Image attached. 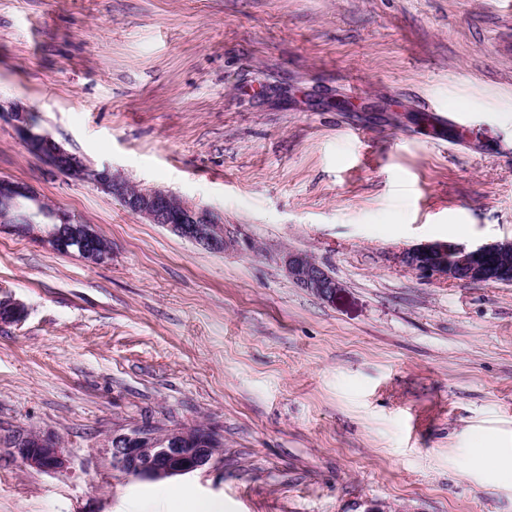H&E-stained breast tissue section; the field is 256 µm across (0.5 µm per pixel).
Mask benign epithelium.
<instances>
[{
  "instance_id": "1",
  "label": "benign epithelium",
  "mask_w": 512,
  "mask_h": 512,
  "mask_svg": "<svg viewBox=\"0 0 512 512\" xmlns=\"http://www.w3.org/2000/svg\"><path fill=\"white\" fill-rule=\"evenodd\" d=\"M16 132L29 154L68 178L86 180L119 199L131 212L151 224H163L176 235L213 251H224V226L211 211L186 202H174L158 189H131L130 183L97 169L65 150L51 136L35 130L30 114L11 113ZM30 236L42 246L62 255L76 256L96 265L112 261V250L96 248L99 233L59 209L49 210L27 184L0 178V233ZM512 243L494 242L468 246L450 240H436L408 248L400 261L434 280L455 283L498 281L512 284V266L491 265L489 259L505 253ZM283 264L288 278L327 301H334L341 284L322 265L304 252L287 251ZM25 306L11 295L0 296V328L22 321ZM15 453L25 466L44 472L66 468L65 451L59 441L37 431L14 436ZM219 439L206 426L194 432L169 428L163 432L138 426L112 432L108 448L112 468L141 480L156 481L192 474L208 467L218 451Z\"/></svg>"
}]
</instances>
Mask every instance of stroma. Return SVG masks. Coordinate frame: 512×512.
<instances>
[{
  "instance_id": "obj_1",
  "label": "stroma",
  "mask_w": 512,
  "mask_h": 512,
  "mask_svg": "<svg viewBox=\"0 0 512 512\" xmlns=\"http://www.w3.org/2000/svg\"><path fill=\"white\" fill-rule=\"evenodd\" d=\"M20 109L209 209L224 251L49 171ZM1 176L112 261L0 233V291L27 309L0 329V512H512V285L398 260L512 240V0H0ZM287 249L335 301L288 279ZM200 422L223 446L174 478L185 497L113 470V431ZM21 430L66 470L23 465ZM282 261L288 278L318 297L332 302L341 291V284L312 255L286 251ZM13 444L16 455L25 466L52 473L66 468L65 451L53 436L23 430L14 436Z\"/></svg>"
}]
</instances>
